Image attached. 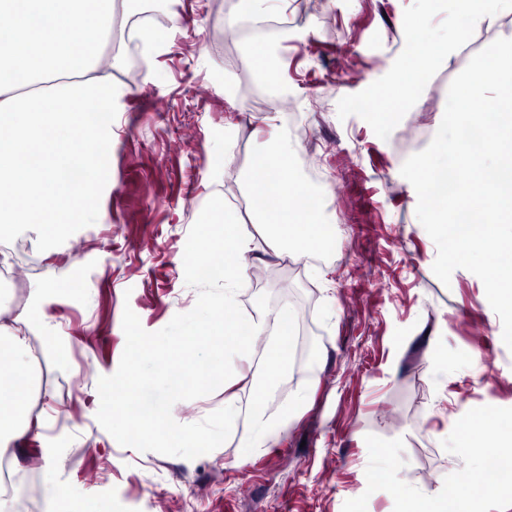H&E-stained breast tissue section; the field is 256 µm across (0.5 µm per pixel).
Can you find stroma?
<instances>
[{
    "label": "stroma",
    "mask_w": 512,
    "mask_h": 512,
    "mask_svg": "<svg viewBox=\"0 0 512 512\" xmlns=\"http://www.w3.org/2000/svg\"><path fill=\"white\" fill-rule=\"evenodd\" d=\"M171 24L159 52L112 43L121 73L147 69L115 99L107 186L98 216L64 225L40 246L25 224L0 235L31 241L36 265L0 251L16 268L19 292L0 295L5 313L33 314L34 336L52 384L37 392L42 427L17 452L5 487L18 512L31 475L65 490L39 512H70L92 498L108 512H402L410 492H436L477 459L463 427L480 418L512 428V350L482 281L458 269L442 283L437 248L418 221L417 194L400 174L442 120L448 87L473 56L512 37V16L475 29L432 60L421 84L389 118L378 105L403 68L419 63L413 29L454 39L452 0H288L261 11L258 0H152ZM264 13L259 37L276 45L266 73L246 56L251 41L225 42L241 15ZM294 148L292 168L322 196L315 221L334 225L336 249L319 263L291 255L259 261L264 230L251 210L236 216L252 250L243 252L236 300L252 314L309 305V339L266 411L302 387L314 400L277 444L244 457V413L260 364L233 361L248 377L229 439L195 459L120 445L97 421V382L118 368L132 309L155 332L190 311L198 291L185 282L188 233L213 196L248 198L253 161L273 130Z\"/></svg>",
    "instance_id": "obj_1"
}]
</instances>
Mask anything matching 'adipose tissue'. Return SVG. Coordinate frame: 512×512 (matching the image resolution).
<instances>
[{"mask_svg": "<svg viewBox=\"0 0 512 512\" xmlns=\"http://www.w3.org/2000/svg\"><path fill=\"white\" fill-rule=\"evenodd\" d=\"M137 2L0 0V14L10 18L0 28V223L30 225L36 242L98 212L118 85L112 65L101 62L103 46L83 45L79 34H111L116 15L131 16ZM88 143L98 153L86 152ZM289 163L288 142L279 139L256 158L249 178L264 250L276 256L304 253L334 235L333 225L313 222L319 200ZM33 329L29 320L0 325V457L30 431ZM466 441L480 448V464L458 470L443 495L409 494L403 512H471V490L493 458L512 489V451L500 447L512 444V433L482 421L469 425Z\"/></svg>", "mask_w": 512, "mask_h": 512, "instance_id": "ef3b65f1", "label": "adipose tissue"}]
</instances>
